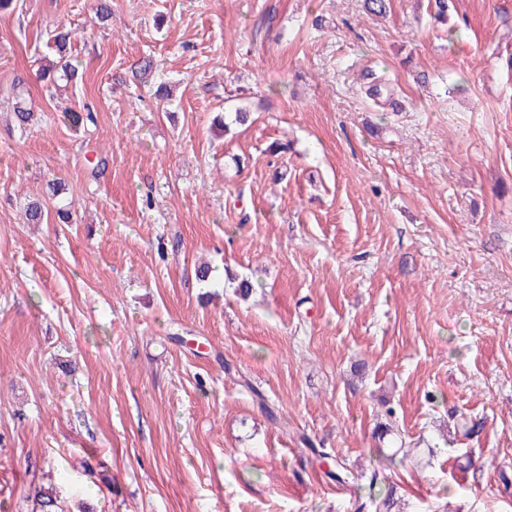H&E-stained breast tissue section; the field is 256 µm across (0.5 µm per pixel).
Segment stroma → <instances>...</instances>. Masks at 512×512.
Masks as SVG:
<instances>
[{
    "mask_svg": "<svg viewBox=\"0 0 512 512\" xmlns=\"http://www.w3.org/2000/svg\"><path fill=\"white\" fill-rule=\"evenodd\" d=\"M389 2L0 9V512H355L304 435L392 512H512V0ZM71 33L69 32H56L52 34L48 42H52V46L50 47L57 54L56 60H47L48 65H44L41 68L40 75L43 78L48 76L50 80L56 81L59 79L71 80L75 76V67L70 63L66 52L67 46L70 44ZM51 72L53 73L51 78ZM29 90L23 81H18L13 85L12 109L19 125L24 126L31 120L33 114L30 109L26 108V96ZM33 509L35 512H63L65 511L51 488L45 486L34 487L31 493Z\"/></svg>",
    "mask_w": 512,
    "mask_h": 512,
    "instance_id": "1",
    "label": "stroma"
}]
</instances>
